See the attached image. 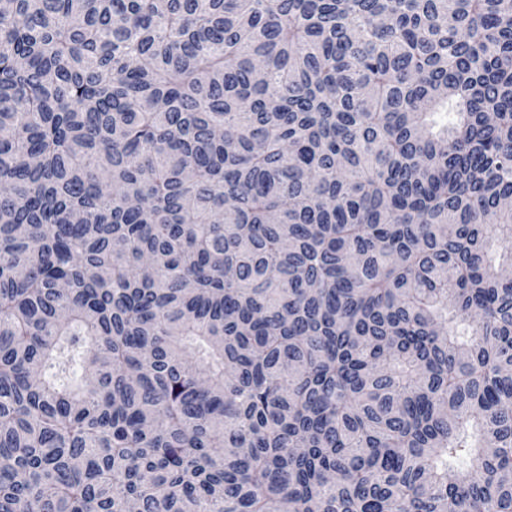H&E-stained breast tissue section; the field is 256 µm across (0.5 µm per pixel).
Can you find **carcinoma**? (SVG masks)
I'll return each mask as SVG.
<instances>
[{
	"mask_svg": "<svg viewBox=\"0 0 512 512\" xmlns=\"http://www.w3.org/2000/svg\"><path fill=\"white\" fill-rule=\"evenodd\" d=\"M0 512H512V0H0Z\"/></svg>",
	"mask_w": 512,
	"mask_h": 512,
	"instance_id": "obj_1",
	"label": "carcinoma"
}]
</instances>
